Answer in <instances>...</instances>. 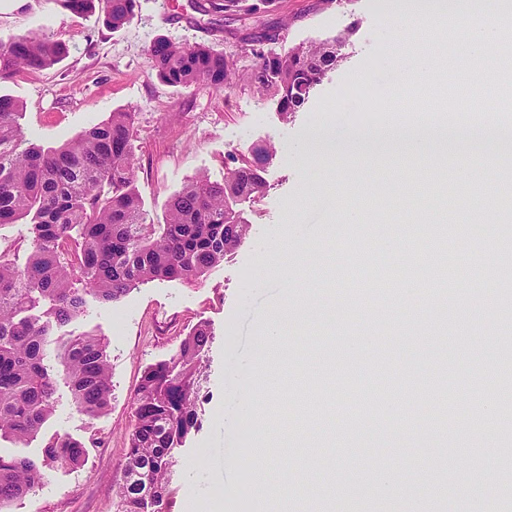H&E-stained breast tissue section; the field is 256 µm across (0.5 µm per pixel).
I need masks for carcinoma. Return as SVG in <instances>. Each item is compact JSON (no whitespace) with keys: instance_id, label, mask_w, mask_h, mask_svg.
Wrapping results in <instances>:
<instances>
[{"instance_id":"carcinoma-1","label":"carcinoma","mask_w":512,"mask_h":512,"mask_svg":"<svg viewBox=\"0 0 512 512\" xmlns=\"http://www.w3.org/2000/svg\"><path fill=\"white\" fill-rule=\"evenodd\" d=\"M243 0H199L193 8L236 21ZM105 22L119 29L134 17L136 0H104ZM355 29L333 43L293 46L281 54L264 50L276 31L263 25L241 40L255 63L243 79L278 98L286 117L298 111L328 72L345 59ZM64 55L55 42L32 34L0 42V82L18 71L51 68ZM156 76L172 87L200 81L224 89L235 76L224 53L198 44L157 39L150 50ZM21 105L0 95V225L29 221L31 242L24 262L0 252V438L26 445L36 438L62 397L76 412L94 418L112 398L111 367L101 337L63 327L110 305L152 281L205 280L231 257L249 232L245 208L264 197L262 162L267 144L253 147V160L226 170L224 182L199 176L167 203L165 222L148 219L134 191V113L118 111L56 148L27 137ZM490 194L486 184L467 189L435 181L426 200L451 219L448 193ZM211 331L196 324L168 359L146 366L136 386L123 479L114 512H172L175 450L200 425ZM85 443L54 437L37 458L0 454V512H13L57 464L77 466Z\"/></svg>"}]
</instances>
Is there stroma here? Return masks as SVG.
I'll return each instance as SVG.
<instances>
[{"mask_svg":"<svg viewBox=\"0 0 512 512\" xmlns=\"http://www.w3.org/2000/svg\"><path fill=\"white\" fill-rule=\"evenodd\" d=\"M260 21L278 28V53L354 32L346 59L293 119L247 83L175 88L151 68L150 49L163 38L187 47L209 44L238 69H249L254 58L241 37ZM404 26L397 0H343L329 9L317 0H275L271 11L241 16L230 31L209 25L191 0H137L133 19L117 30L104 25L100 12L77 15L57 0H0L1 42L32 33L67 49L54 67L0 83V95L20 102L25 133L55 147L110 113L134 112L135 190L154 223H163L168 200L189 181L201 175L223 181L254 145L274 149L264 169L267 192L247 213L249 236L205 282H151L70 324L72 332L104 339L112 403L90 419L63 400L26 447L0 440L6 456L41 455L54 436L86 444L81 467L48 470L14 512H113L139 377L172 355L200 321L213 333L208 401L200 430L176 455L173 512H210L218 497L234 504V512H251L246 491L261 442L279 462L267 473L270 484H279V466L287 464L292 487L307 489L321 477L345 486L339 498L345 510L375 499L378 512H396V500L379 493L390 466L404 486L424 491L430 512H448L453 504L476 512L487 499L494 512H512V496L502 493L512 488V420L484 443L450 439L410 447L396 435L464 418L460 406L439 413L442 394L463 388L486 395L512 377V310L504 307L512 281L501 275L503 247L495 238L459 236L469 262L449 270L453 287L435 321L426 301L433 267L373 259L379 241L371 220L350 221V207L370 186L385 200L386 223L404 228L426 211L407 192L416 177L404 170L406 155L350 144L354 133L387 121L427 120L433 99L446 90L436 77L412 82L410 55H391ZM322 127L335 132L345 154L327 161L306 145V135ZM384 273L398 280L396 296L382 293ZM277 317L283 345L258 351L265 324ZM366 329L377 348L366 359H345V342ZM257 365L276 380L262 427L241 411ZM441 370L448 381L443 390ZM354 382L378 391L393 412L362 416L351 400ZM314 449L321 460L316 470L309 466Z\"/></svg>","mask_w":512,"mask_h":512,"instance_id":"stroma-1","label":"stroma"}]
</instances>
